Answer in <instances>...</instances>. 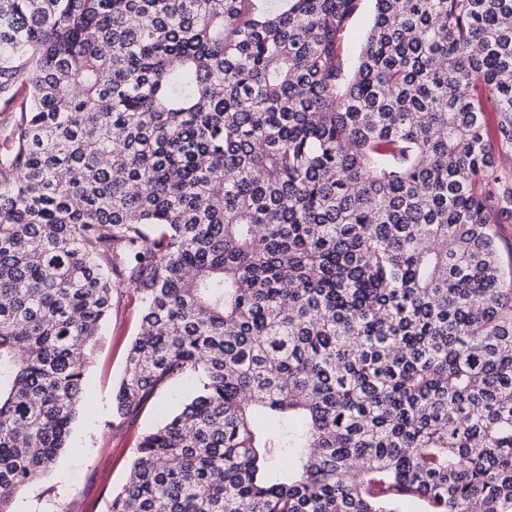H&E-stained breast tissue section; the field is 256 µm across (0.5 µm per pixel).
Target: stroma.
Here are the masks:
<instances>
[{"label":"stroma","mask_w":512,"mask_h":512,"mask_svg":"<svg viewBox=\"0 0 512 512\" xmlns=\"http://www.w3.org/2000/svg\"><path fill=\"white\" fill-rule=\"evenodd\" d=\"M472 96L497 157L492 187L497 196L510 197L512 145H502L497 137V103L479 89L473 90ZM141 311V298L133 289L114 296L112 313L85 369L86 397L72 424L69 446L48 477L34 480L16 494L12 512H108L112 492L125 482L145 431L184 400L186 387L175 384L157 394L139 413L119 422L112 418V392L140 331Z\"/></svg>","instance_id":"35a3bbf8"}]
</instances>
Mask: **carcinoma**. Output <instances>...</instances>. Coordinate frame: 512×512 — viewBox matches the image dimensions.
<instances>
[{
  "label": "carcinoma",
  "instance_id": "cac0c4a2",
  "mask_svg": "<svg viewBox=\"0 0 512 512\" xmlns=\"http://www.w3.org/2000/svg\"><path fill=\"white\" fill-rule=\"evenodd\" d=\"M0 0V512L118 288L108 512H512V0ZM472 96L476 107L483 113L486 138L497 157V172L492 188L497 196L509 200L512 193V144L502 145L497 138L500 116L494 98L480 88L473 90ZM499 244L500 255L506 269V279L509 280V273L512 278V220L495 226Z\"/></svg>",
  "mask_w": 512,
  "mask_h": 512
}]
</instances>
